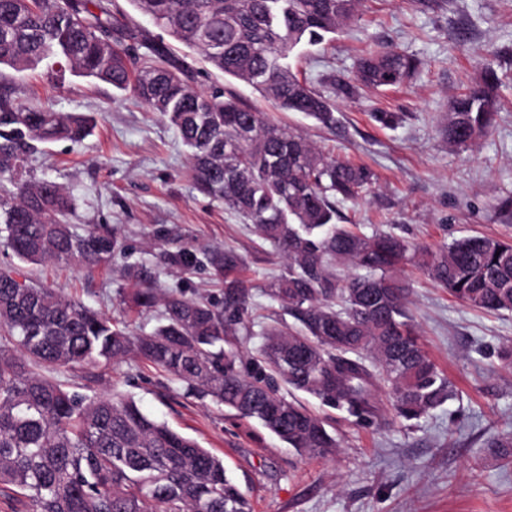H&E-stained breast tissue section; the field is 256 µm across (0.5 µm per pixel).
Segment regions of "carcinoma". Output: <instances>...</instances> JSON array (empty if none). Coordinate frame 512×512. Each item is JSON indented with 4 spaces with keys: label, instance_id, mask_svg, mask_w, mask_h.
I'll list each match as a JSON object with an SVG mask.
<instances>
[{
    "label": "carcinoma",
    "instance_id": "carcinoma-1",
    "mask_svg": "<svg viewBox=\"0 0 512 512\" xmlns=\"http://www.w3.org/2000/svg\"><path fill=\"white\" fill-rule=\"evenodd\" d=\"M134 9L224 75L287 112L333 128L335 107L291 70L304 44L343 32L362 0H130ZM112 0H0V66L20 74L49 62L128 92L169 122L188 150L197 189L224 203L270 244L284 268L265 294L292 319L256 314L245 258L232 247L185 244L164 254L182 272L210 266L222 300L162 297L134 266L124 270L142 311L159 324L135 335L100 312L0 270V486L11 512H251L224 461L145 413L131 397H88L46 375L135 358L242 418L258 421L303 456L338 443L325 421L288 392L314 396L360 423L380 395L411 426L455 396L418 342L407 306L406 265L471 307L512 311V243L483 235L433 250L391 231L336 223L337 205L375 187L367 167L331 156L221 89L197 91L164 40L134 52ZM421 62L395 49L359 59L337 91L353 97L408 81ZM498 76L486 66L457 96L438 136L470 150L496 123ZM93 119L25 109L0 88V240L22 263L108 266L125 253L118 230H72L70 192L25 179L37 145L80 142ZM259 337L258 355L243 342Z\"/></svg>",
    "mask_w": 512,
    "mask_h": 512
}]
</instances>
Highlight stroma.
Returning <instances> with one entry per match:
<instances>
[{
  "mask_svg": "<svg viewBox=\"0 0 512 512\" xmlns=\"http://www.w3.org/2000/svg\"><path fill=\"white\" fill-rule=\"evenodd\" d=\"M383 47L415 55L424 65L400 86L364 89L353 98L336 94L334 81L352 76L365 51ZM172 48L194 72V88L234 94L375 173L376 189L366 201L340 204L341 223L391 228L433 249L472 234L512 241V217L496 208L512 195V0H363L358 20L345 33L290 59L299 78L335 102L338 123L332 130L275 108L182 44ZM486 64L501 79L496 127L476 149L449 148L436 129L451 101ZM0 81L22 106L94 117L83 144L39 146L25 174L72 191L76 232L96 224L117 228L129 251L112 267L88 269L73 262L27 265L0 244V269L16 270L37 286L148 332L156 315L134 308L122 275L125 264L139 265L158 288L216 298L212 269L184 276L161 253L173 240L226 245L246 257L259 311L277 310L262 291L281 270L274 248L196 189L187 174L188 153L167 121L110 86L71 74L56 81L44 63L21 74L0 69ZM378 112L400 113L401 121L383 126L374 119ZM401 275L420 344L453 381L458 397L406 431L389 400H382L379 417L355 423L300 394L339 441L327 458L299 457L258 422L188 394L178 381L139 361L103 363L91 373L62 369L56 377L82 395H132L147 413L196 439L223 458L252 512H512V465L501 449L488 445L490 438L512 432V367L501 359L512 348V312L473 308L416 268L405 267Z\"/></svg>",
  "mask_w": 512,
  "mask_h": 512,
  "instance_id": "stroma-1",
  "label": "stroma"
}]
</instances>
